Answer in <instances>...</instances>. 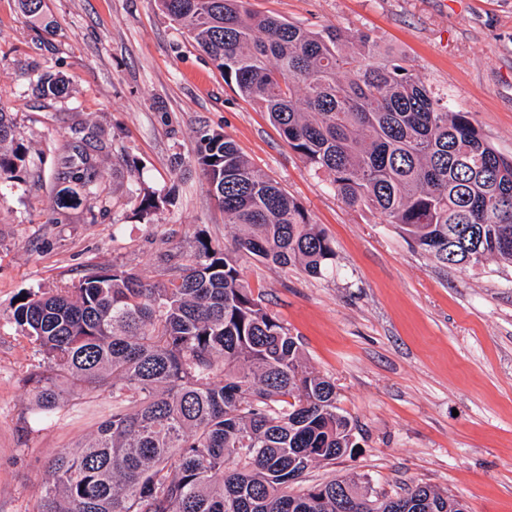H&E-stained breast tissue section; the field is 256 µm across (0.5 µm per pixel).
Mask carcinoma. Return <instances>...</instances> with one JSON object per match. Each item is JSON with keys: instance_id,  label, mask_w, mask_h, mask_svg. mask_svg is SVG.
<instances>
[{"instance_id": "cac0c4a2", "label": "carcinoma", "mask_w": 512, "mask_h": 512, "mask_svg": "<svg viewBox=\"0 0 512 512\" xmlns=\"http://www.w3.org/2000/svg\"><path fill=\"white\" fill-rule=\"evenodd\" d=\"M289 146L325 174L349 207L380 213L436 260L512 263V157L468 113L375 41L341 28L311 30L260 15L248 0H159ZM35 87L63 96V76ZM196 164L233 224L232 247L200 230L187 263L150 281L123 266L90 269L72 286L19 294L5 320L41 357L30 373L42 417L74 388L107 391L112 415L56 455L38 512H343L353 480L302 486L317 462L357 447L337 411L336 386L305 364L244 278L254 258L317 277L336 253L304 206L257 171L217 131L200 136ZM29 147L0 107V186L23 180ZM63 173V202L99 198L94 155ZM169 202L136 196L149 215ZM402 512H457L427 485L398 495Z\"/></svg>"}]
</instances>
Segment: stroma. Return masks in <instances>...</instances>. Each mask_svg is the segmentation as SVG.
<instances>
[{"instance_id": "35a3bbf8", "label": "stroma", "mask_w": 512, "mask_h": 512, "mask_svg": "<svg viewBox=\"0 0 512 512\" xmlns=\"http://www.w3.org/2000/svg\"><path fill=\"white\" fill-rule=\"evenodd\" d=\"M254 11L321 30L369 33L503 155L512 156V0H249ZM45 16L0 0V106L29 148L23 181L0 200V316L18 292L78 282L122 265L158 279L198 231L231 244L234 228L194 162L199 129L223 132L300 201L331 239L322 276L247 258L243 274L297 337L310 370L336 385L352 453L313 464L312 483L369 481L376 497L428 485L469 512H512V265L451 268L376 212L346 206L267 113L225 83L210 57L156 0H45ZM62 74L44 97L35 70ZM96 146L100 196L56 200L63 162ZM172 190L151 221L136 192ZM38 357L0 319V512H36L48 463L111 416L112 398H70L33 419Z\"/></svg>"}]
</instances>
